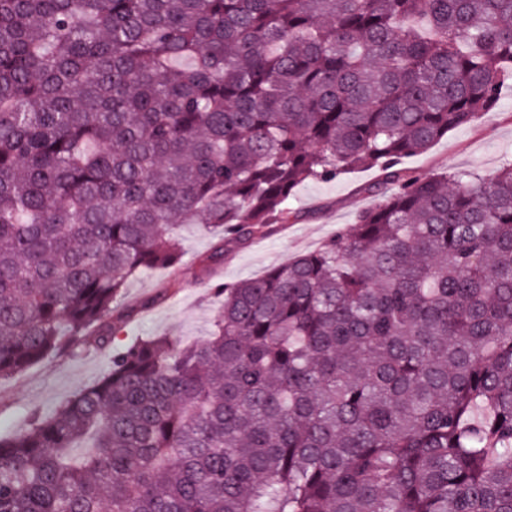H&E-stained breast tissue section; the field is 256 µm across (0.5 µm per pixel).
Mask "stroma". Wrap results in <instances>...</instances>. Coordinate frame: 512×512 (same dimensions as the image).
<instances>
[{
    "mask_svg": "<svg viewBox=\"0 0 512 512\" xmlns=\"http://www.w3.org/2000/svg\"><path fill=\"white\" fill-rule=\"evenodd\" d=\"M510 156L512 89L508 88L497 112L475 127L449 132L426 153L404 158L403 165L421 176L445 169L487 175ZM377 178V170L364 169L330 181L305 183L291 202L301 211L302 220L274 225L267 237L230 247L222 269L212 277L202 266L212 250L211 235L197 224L181 227L182 268L174 274L162 269L147 271L128 282V298L149 301L150 306L124 325L120 343L170 336L187 346L207 339L214 330L219 307L211 291L213 284L256 278L298 254L319 249L339 229L353 223L359 210L377 205V197L365 191ZM108 367V355L92 349L78 358H49L1 381L0 435L13 433L32 413L54 409L98 380Z\"/></svg>",
    "mask_w": 512,
    "mask_h": 512,
    "instance_id": "35a3bbf8",
    "label": "stroma"
}]
</instances>
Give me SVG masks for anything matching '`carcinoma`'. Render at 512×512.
<instances>
[{"mask_svg":"<svg viewBox=\"0 0 512 512\" xmlns=\"http://www.w3.org/2000/svg\"><path fill=\"white\" fill-rule=\"evenodd\" d=\"M510 83L512 0H0V380L115 341L182 224L220 265L382 197L0 436V512H512V159L401 167Z\"/></svg>","mask_w":512,"mask_h":512,"instance_id":"cac0c4a2","label":"carcinoma"}]
</instances>
